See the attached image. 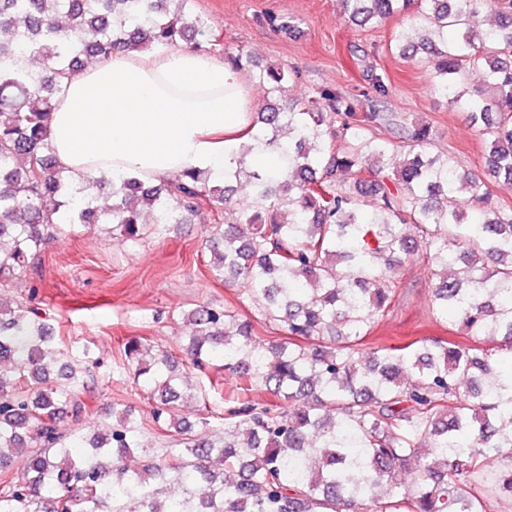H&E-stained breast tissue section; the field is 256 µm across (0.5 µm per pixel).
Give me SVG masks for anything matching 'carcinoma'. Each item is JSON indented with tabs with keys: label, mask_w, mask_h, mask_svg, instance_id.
<instances>
[{
	"label": "carcinoma",
	"mask_w": 512,
	"mask_h": 512,
	"mask_svg": "<svg viewBox=\"0 0 512 512\" xmlns=\"http://www.w3.org/2000/svg\"><path fill=\"white\" fill-rule=\"evenodd\" d=\"M338 2L361 28L410 17L393 48L424 63L431 92L484 137L482 171L422 148L423 123L403 127L421 149L395 164L393 144L372 134L389 121L377 108L388 75L366 71L360 112L336 88L289 97L297 72L276 64L256 79L282 103L258 108L247 136L278 149L283 168L76 184L48 133L62 82L85 60L185 44L222 53L239 74L254 64L209 38L193 0H0V283L59 224H97L136 246L205 218L210 276L241 284L279 332L264 342L231 307L206 304L182 313L181 361L140 337L121 343L168 445L159 455L140 443L142 418L127 405L86 433L60 432L62 415H87L90 350L58 339L31 298L1 300L0 512H496L512 500V371L452 340L359 343L395 297L396 270L425 245L432 310L454 309L468 334L512 352V207L489 187L512 184V0ZM268 21L299 32L286 14ZM244 183L250 202L239 209ZM234 208L238 226L226 229ZM187 364L245 378L224 414L210 407L218 383H190ZM258 387L277 402L251 400ZM182 401L198 404L197 422L180 418ZM13 457L25 460L19 477ZM409 469L417 477L404 487L396 476Z\"/></svg>",
	"instance_id": "obj_1"
}]
</instances>
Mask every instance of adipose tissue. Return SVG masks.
Listing matches in <instances>:
<instances>
[{
    "label": "adipose tissue",
    "instance_id": "ef3b65f1",
    "mask_svg": "<svg viewBox=\"0 0 512 512\" xmlns=\"http://www.w3.org/2000/svg\"><path fill=\"white\" fill-rule=\"evenodd\" d=\"M253 108L242 77L213 54L184 45L118 52L62 84L50 146L76 179L220 174Z\"/></svg>",
    "mask_w": 512,
    "mask_h": 512
}]
</instances>
